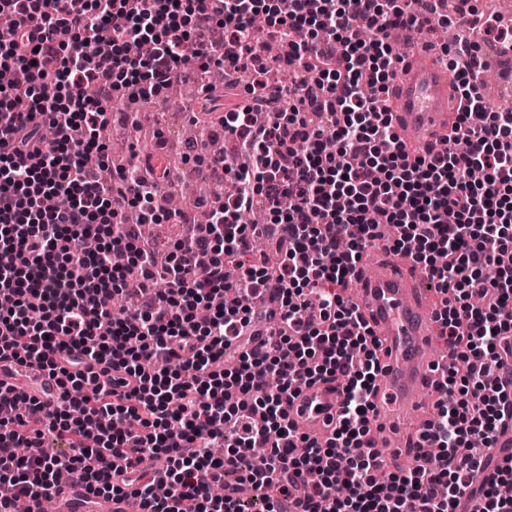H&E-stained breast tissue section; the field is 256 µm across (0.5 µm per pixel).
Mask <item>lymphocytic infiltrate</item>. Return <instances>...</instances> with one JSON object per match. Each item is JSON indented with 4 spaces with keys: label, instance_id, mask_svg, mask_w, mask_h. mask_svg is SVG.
<instances>
[{
    "label": "lymphocytic infiltrate",
    "instance_id": "obj_1",
    "mask_svg": "<svg viewBox=\"0 0 512 512\" xmlns=\"http://www.w3.org/2000/svg\"><path fill=\"white\" fill-rule=\"evenodd\" d=\"M443 7L321 0L314 11L292 0L268 35L314 68L313 80L241 138L239 154H205L203 172L236 183L233 208L211 209L160 264L125 221L159 208L140 166L99 178L110 103L159 96L182 68L251 67L257 0H198L188 31L174 20L179 0H0L14 26L0 67L29 75L0 86V296L12 300L0 309V363L37 365L61 384L50 408L0 388V512L20 498L39 506L61 472L96 496L133 493L142 512H243L248 489L263 492L261 512H512L499 492L512 454H492L512 423L497 377L512 359V270L482 277L512 251V112L487 109L474 72H457L453 138L464 149L411 159L376 108L401 62L386 29L425 35L447 23ZM211 27L230 46L196 38ZM285 150L286 209L265 194ZM50 196L65 205L44 207ZM258 205L268 223L239 222ZM375 212L399 228L392 251L446 294L438 322L455 356L433 382L438 413L422 434L438 456L383 485L380 344L343 294L379 239ZM258 238L274 248L275 269L256 256ZM230 260L241 267L232 284ZM131 272L135 304L115 307ZM259 292L268 303H254ZM327 380L343 393L332 435L298 433L290 396ZM152 454L163 470L143 468Z\"/></svg>",
    "mask_w": 512,
    "mask_h": 512
}]
</instances>
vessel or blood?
<instances>
[{"instance_id": "vessel-or-blood-1", "label": "vessel or blood", "mask_w": 512, "mask_h": 512, "mask_svg": "<svg viewBox=\"0 0 512 512\" xmlns=\"http://www.w3.org/2000/svg\"><path fill=\"white\" fill-rule=\"evenodd\" d=\"M388 99L397 133L407 146L434 147L456 118L462 103L448 86V70L427 54L406 60L391 83ZM358 286L347 289L375 336L382 343L381 390L391 413L426 406V382L432 362L428 346L438 332L437 312L426 276L408 267L377 264L372 274L355 273ZM342 402L337 383L319 382L302 388L289 413L300 432L328 436ZM56 512H141L137 499L99 496L89 500L82 484H66L54 493Z\"/></svg>"}]
</instances>
